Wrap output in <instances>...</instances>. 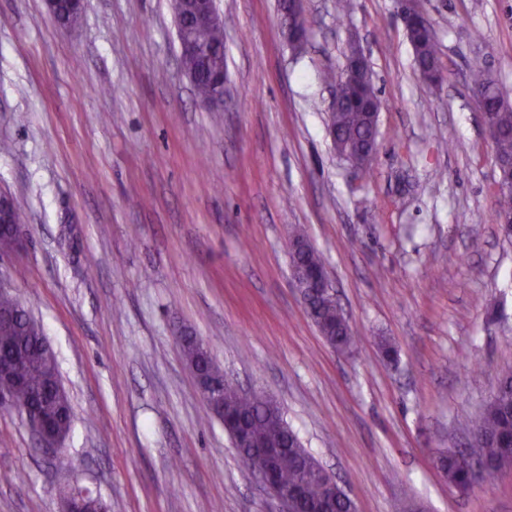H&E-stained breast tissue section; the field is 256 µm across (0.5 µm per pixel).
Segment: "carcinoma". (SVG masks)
I'll return each mask as SVG.
<instances>
[{
	"label": "carcinoma",
	"mask_w": 512,
	"mask_h": 512,
	"mask_svg": "<svg viewBox=\"0 0 512 512\" xmlns=\"http://www.w3.org/2000/svg\"><path fill=\"white\" fill-rule=\"evenodd\" d=\"M193 44L206 57V68L197 71L199 62L194 57L181 60L182 66L197 72L194 89L200 100L207 99L212 92L208 77L211 72L224 71V27L211 26L193 28L188 31ZM414 60L419 73L430 71L438 64L437 42L428 35L409 36ZM474 91H491L496 94L489 104L492 119L498 130L494 140L495 156L512 158V103L499 92L495 81L482 68L471 73ZM380 105L379 90L370 80L360 85L339 82L336 87V109L330 112L329 122L336 128V151L361 171L367 165L361 163V151L371 133V118L365 104ZM299 244L298 250L290 254L291 265L298 268H325L321 256L316 252L304 234L294 236ZM0 312L13 313L16 324L13 335H0V357H11L17 353L27 355L18 366V374L23 384L15 392L16 409L27 406L48 418L53 429L66 433L71 425V406L68 395L57 399L53 389L59 378V368L54 353L41 347L42 329L9 293L0 292ZM309 317L323 333V337L339 350H348L355 343V336L344 315L337 305L316 303L312 305ZM224 408L246 420L253 433L275 446L282 447L273 460L276 477L288 485L303 487L305 498L302 512H323L326 492L317 477L320 464L302 445L297 435L288 427L279 409L273 410L260 396L242 395L230 384L224 385ZM474 430L482 436L481 444L464 451H446L437 456L436 462L448 480V484L460 491L473 487L475 480L492 481L496 474L512 467V456L508 455L497 443V437L512 435V372L504 374L497 389L486 405ZM483 465V471L476 474L472 467V458Z\"/></svg>",
	"instance_id": "carcinoma-1"
}]
</instances>
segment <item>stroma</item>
I'll return each mask as SVG.
<instances>
[{
  "label": "stroma",
  "mask_w": 512,
  "mask_h": 512,
  "mask_svg": "<svg viewBox=\"0 0 512 512\" xmlns=\"http://www.w3.org/2000/svg\"><path fill=\"white\" fill-rule=\"evenodd\" d=\"M445 80L424 83L396 0H306L293 52L278 0H217L227 88L211 112L179 60L173 0H0V192L25 216L0 283L43 328L72 405L44 452L0 411V512H281L211 414L187 332L234 385L274 398L357 512H512V468L460 492L435 466L465 448L512 371V241L469 83L512 98V0H416ZM382 107L361 177L327 120L350 45ZM301 227L358 341L334 350L291 279ZM398 350L387 362L380 341Z\"/></svg>",
  "instance_id": "35a3bbf8"
}]
</instances>
